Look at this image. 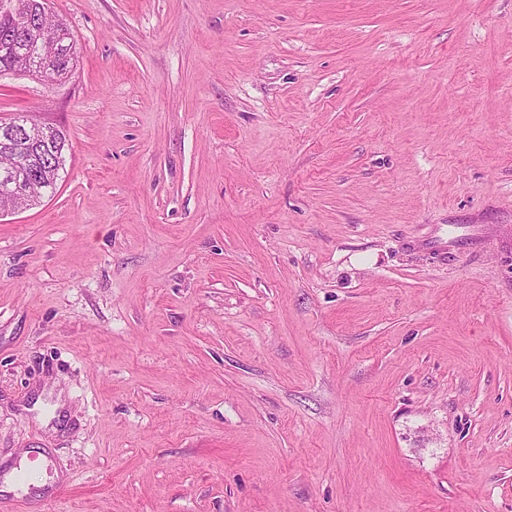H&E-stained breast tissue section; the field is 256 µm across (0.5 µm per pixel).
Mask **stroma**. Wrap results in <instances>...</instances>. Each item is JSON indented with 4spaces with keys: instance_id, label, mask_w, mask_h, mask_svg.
I'll list each match as a JSON object with an SVG mask.
<instances>
[{
    "instance_id": "obj_1",
    "label": "stroma",
    "mask_w": 512,
    "mask_h": 512,
    "mask_svg": "<svg viewBox=\"0 0 512 512\" xmlns=\"http://www.w3.org/2000/svg\"><path fill=\"white\" fill-rule=\"evenodd\" d=\"M48 9L0 512H512V0ZM59 49L62 53H70L69 58L64 57L54 67L51 76L55 84H60L71 78L77 66V54L75 51V44L73 35L63 19H61V27L59 29ZM50 140L51 150L39 156V164L35 171L36 176L31 181L37 185V193L39 194V198L33 202L34 206L39 204L42 198L54 195L60 179V170L63 169L65 162L64 152L68 146L66 132L54 127Z\"/></svg>"
}]
</instances>
